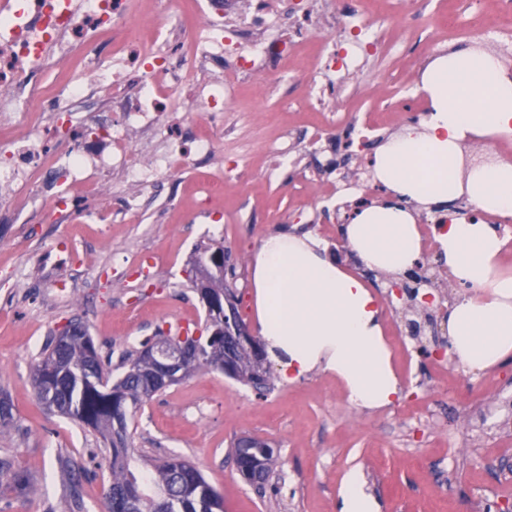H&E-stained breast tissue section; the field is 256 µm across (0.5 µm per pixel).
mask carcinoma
Wrapping results in <instances>:
<instances>
[{
	"label": "carcinoma",
	"mask_w": 512,
	"mask_h": 512,
	"mask_svg": "<svg viewBox=\"0 0 512 512\" xmlns=\"http://www.w3.org/2000/svg\"><path fill=\"white\" fill-rule=\"evenodd\" d=\"M223 331L222 305L216 310L205 308L198 337L185 329L188 343L194 345L188 374L215 369L210 351L213 337ZM65 336L63 343L54 337L45 346L32 382L45 407L99 432L110 448L112 479L108 491L112 503L106 504V512H223L222 496L183 458L170 455L150 464L145 472L131 465L129 424L137 409L151 399L145 383L153 373L152 363L139 352H131L122 364L125 371L114 378L83 324H69ZM237 368L228 378L256 389H273L269 369H256L249 351L238 352ZM269 449L268 443L261 448H241L235 440L230 455L238 463L247 456H262ZM3 484L20 494L34 493L24 471L0 463V486Z\"/></svg>",
	"instance_id": "carcinoma-1"
}]
</instances>
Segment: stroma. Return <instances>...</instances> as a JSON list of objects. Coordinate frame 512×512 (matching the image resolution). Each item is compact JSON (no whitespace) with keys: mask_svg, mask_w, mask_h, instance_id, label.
Masks as SVG:
<instances>
[{"mask_svg":"<svg viewBox=\"0 0 512 512\" xmlns=\"http://www.w3.org/2000/svg\"><path fill=\"white\" fill-rule=\"evenodd\" d=\"M435 18L413 49L370 59L354 87L355 106L387 111L391 102L426 120L420 74L410 58L436 57L448 16L463 17L466 0H427ZM242 109L224 115L215 137L224 156H240L244 181L224 184L223 200L206 215L196 205L199 185L221 177L220 160L190 167L173 185L146 200L123 224L0 223V391L13 426L0 427V462L25 471L36 488L20 495L0 487V512H101L110 459L92 428L51 412L32 385L40 353L70 321L89 329L112 368L155 336L203 322L205 308L191 285L196 247L219 241L235 267L227 284L251 334H258L251 268L264 238L280 233L318 237L327 257L364 279L379 301L394 364L412 356L393 403L367 410L352 403L335 376L313 370L285 379L271 363L274 387L259 393L218 371L194 374L159 392L131 425V459L145 467L177 454L195 465L221 494L224 512H341L344 481L358 471L379 512H497L512 504V475L499 471L512 456V357L474 372L445 349L443 310L468 290L442 278L440 254L423 255L422 272L436 298L432 310L392 295L397 275L366 267L342 225L321 234L319 207L304 205V168L276 158L281 140L296 155L318 115L302 109L290 86L254 80ZM437 320L412 336L408 321ZM443 361L454 378L432 373ZM272 443L278 495H260L238 474L229 454L235 437Z\"/></svg>","mask_w":512,"mask_h":512,"instance_id":"35a3bbf8","label":"stroma"}]
</instances>
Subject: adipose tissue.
Instances as JSON below:
<instances>
[{"instance_id":"adipose-tissue-1","label":"adipose tissue","mask_w":512,"mask_h":512,"mask_svg":"<svg viewBox=\"0 0 512 512\" xmlns=\"http://www.w3.org/2000/svg\"><path fill=\"white\" fill-rule=\"evenodd\" d=\"M429 103L423 127L410 126L377 152L374 176L394 195L429 206L459 197L479 209L512 213V161L461 174L468 141L512 136V75L490 54L436 56L421 75ZM369 267L400 274L421 256L413 214L388 203L362 210L345 228ZM445 265L473 288L448 314L451 345L461 364L484 370L512 356V274L501 266L505 241L488 224L456 220L437 238ZM252 283L260 334L283 374L313 368L343 382L359 407L391 403L399 388L380 309L364 280L328 260L308 237L266 238Z\"/></svg>"}]
</instances>
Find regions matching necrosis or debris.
Returning <instances> with one entry per match:
<instances>
[{
	"label": "necrosis or debris",
	"mask_w": 512,
	"mask_h": 512,
	"mask_svg": "<svg viewBox=\"0 0 512 512\" xmlns=\"http://www.w3.org/2000/svg\"><path fill=\"white\" fill-rule=\"evenodd\" d=\"M330 0H14L0 10V212L22 216L34 203L42 223L84 220L113 171L137 186L122 207L137 213L161 180L214 151L213 129L235 107L243 81L292 77L297 67L321 84L306 92L322 113L304 166L320 202L335 206L350 177L341 170L337 124L361 147L394 123L393 112H354L348 81L390 47L380 32L377 0H356L350 13ZM512 0H469L466 24L448 38L473 39L512 64ZM78 63L76 76L45 93L47 68ZM155 134L165 152L144 159L137 143Z\"/></svg>",
	"instance_id": "4bbe7bcc"
}]
</instances>
